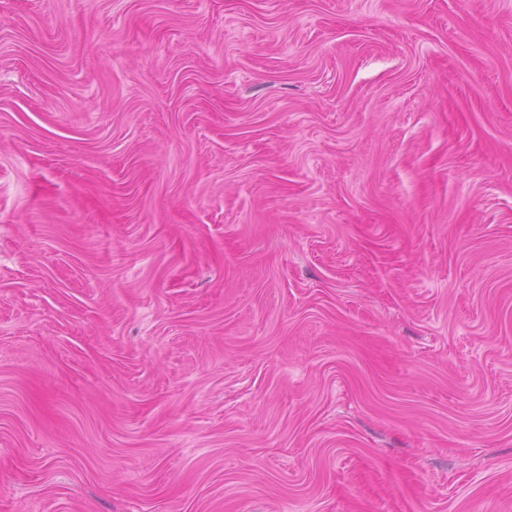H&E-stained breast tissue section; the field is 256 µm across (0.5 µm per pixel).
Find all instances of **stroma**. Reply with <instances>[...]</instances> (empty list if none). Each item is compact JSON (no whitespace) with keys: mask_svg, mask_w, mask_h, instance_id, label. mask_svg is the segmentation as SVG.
I'll list each match as a JSON object with an SVG mask.
<instances>
[{"mask_svg":"<svg viewBox=\"0 0 512 512\" xmlns=\"http://www.w3.org/2000/svg\"><path fill=\"white\" fill-rule=\"evenodd\" d=\"M0 512H512V0H0Z\"/></svg>","mask_w":512,"mask_h":512,"instance_id":"1","label":"stroma"}]
</instances>
